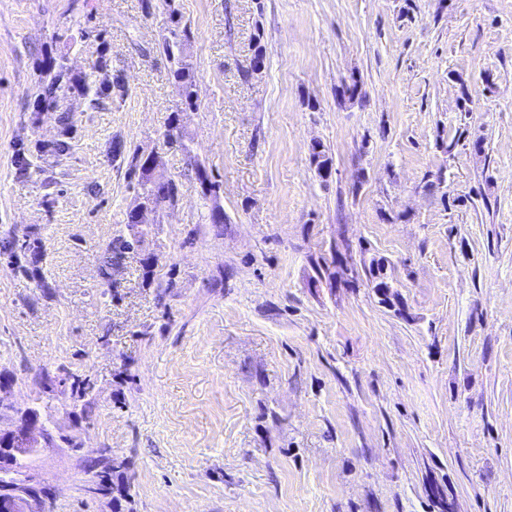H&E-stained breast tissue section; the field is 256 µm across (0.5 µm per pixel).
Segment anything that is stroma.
<instances>
[{"mask_svg": "<svg viewBox=\"0 0 512 512\" xmlns=\"http://www.w3.org/2000/svg\"><path fill=\"white\" fill-rule=\"evenodd\" d=\"M0 405L54 512H512V0H0ZM171 23V27L168 29V35L163 38L159 49L160 51L162 50L173 63L172 72L175 81L181 87L183 104L188 107H193L196 104L197 96L194 90L195 83L190 64L185 61L181 54L176 56L174 53V48L179 47L184 38H187L188 27L186 24L182 25L181 16H178L175 12L171 13ZM131 162L134 163L136 167L140 166L144 173L143 179L146 180L142 182V187L146 196L152 197L155 200L167 202L169 204L175 202L177 196V187L173 180L151 178L149 175L152 168L150 166L151 163L148 160H145L141 163V159L135 157L132 158ZM49 443L47 429L39 422L38 417L27 414L15 429L6 434H0V466L6 460H11L16 454L34 452Z\"/></svg>", "mask_w": 512, "mask_h": 512, "instance_id": "stroma-1", "label": "stroma"}]
</instances>
